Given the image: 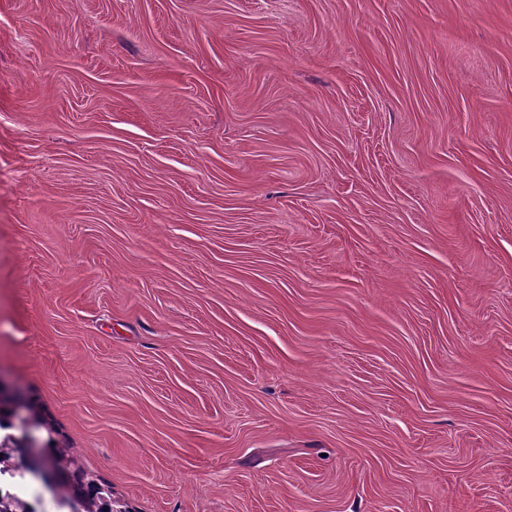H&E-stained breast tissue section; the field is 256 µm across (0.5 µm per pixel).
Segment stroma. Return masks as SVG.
<instances>
[{"label": "stroma", "instance_id": "obj_1", "mask_svg": "<svg viewBox=\"0 0 512 512\" xmlns=\"http://www.w3.org/2000/svg\"><path fill=\"white\" fill-rule=\"evenodd\" d=\"M0 382L117 512H512V0H0Z\"/></svg>", "mask_w": 512, "mask_h": 512}]
</instances>
